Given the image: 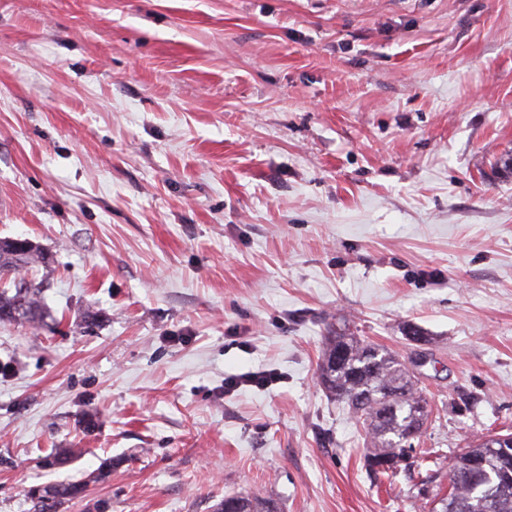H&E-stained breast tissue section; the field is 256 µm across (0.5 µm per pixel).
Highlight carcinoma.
I'll use <instances>...</instances> for the list:
<instances>
[{
    "label": "carcinoma",
    "mask_w": 512,
    "mask_h": 512,
    "mask_svg": "<svg viewBox=\"0 0 512 512\" xmlns=\"http://www.w3.org/2000/svg\"><path fill=\"white\" fill-rule=\"evenodd\" d=\"M46 263L42 249L27 240L0 239V322L36 325L47 314L43 298L48 279L24 276L21 271ZM327 395L345 404L362 423L371 448L365 466L377 479L390 478L407 461L410 430L424 426L430 405L418 378L397 354L369 343L343 327H329L318 367ZM494 436H482L448 466V491L436 495L427 512H512V462L495 450ZM103 473L79 481L60 482L28 491L32 512H60L64 504L83 496L88 483ZM214 512H278L276 504L258 492L224 496Z\"/></svg>",
    "instance_id": "1"
}]
</instances>
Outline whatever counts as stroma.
<instances>
[{"instance_id":"35a3bbf8","label":"stroma","mask_w":512,"mask_h":512,"mask_svg":"<svg viewBox=\"0 0 512 512\" xmlns=\"http://www.w3.org/2000/svg\"><path fill=\"white\" fill-rule=\"evenodd\" d=\"M506 154L512 0H0V239L53 315L0 323V512L107 462L64 512H422L322 340L427 356L422 472L512 430ZM276 504L259 492L225 495L214 512H278Z\"/></svg>"}]
</instances>
